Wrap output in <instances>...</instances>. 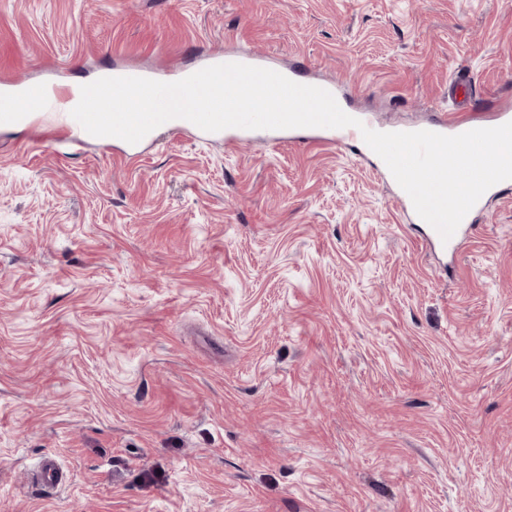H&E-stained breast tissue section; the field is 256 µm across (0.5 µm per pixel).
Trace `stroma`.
I'll use <instances>...</instances> for the list:
<instances>
[{
  "instance_id": "1",
  "label": "stroma",
  "mask_w": 512,
  "mask_h": 512,
  "mask_svg": "<svg viewBox=\"0 0 512 512\" xmlns=\"http://www.w3.org/2000/svg\"><path fill=\"white\" fill-rule=\"evenodd\" d=\"M221 50L380 129L493 119L460 72L512 112V0H0V93ZM41 122L0 125V512H512V197L442 256L362 146ZM212 59H213L212 62L208 66L216 65V64H222V63H231V62L243 63V64H247V65H251V66H256V67H261V68H267V69L274 70V71L279 72L282 75L286 76L287 78L291 79L292 81H295V82L300 83V84H306V85H313V86L321 87V88L327 90L328 92H330L335 97V99L338 102L339 106L344 111L343 103H342V101H341V99H340V97H339V95H338V93L336 91V87L333 84L323 83V82L307 79V78L301 76L297 71H289V72H287L285 70H282L281 68H278L276 66H272V65H269V64H264V65H255V64H252V63L249 64V62H247L242 56H240L237 53H228V54H225V55H223L222 53H217V54L213 55ZM345 113H347V112H345Z\"/></svg>"
}]
</instances>
